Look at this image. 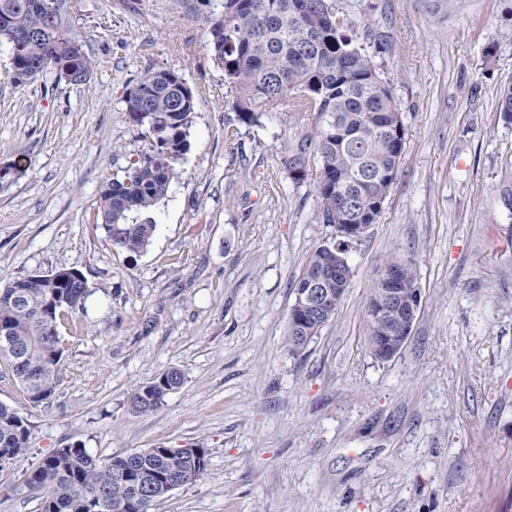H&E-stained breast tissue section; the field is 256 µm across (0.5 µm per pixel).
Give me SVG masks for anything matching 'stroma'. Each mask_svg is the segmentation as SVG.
Here are the masks:
<instances>
[{
	"label": "stroma",
	"mask_w": 512,
	"mask_h": 512,
	"mask_svg": "<svg viewBox=\"0 0 512 512\" xmlns=\"http://www.w3.org/2000/svg\"><path fill=\"white\" fill-rule=\"evenodd\" d=\"M95 59L88 85L47 71L13 84L0 45V286L76 269L83 311L54 397L31 406L0 366V402L28 418V452L0 469V512H41L25 485L79 446L109 458L200 445L208 466L155 512H512V0H339L387 45L404 125L381 216L349 254L335 318L299 355L292 283L336 239L288 151L312 123L287 106L240 124L203 29L175 0H66ZM150 68L194 92L190 147L141 253L97 224L100 189L141 147L124 97ZM413 263L420 310L386 362L364 342L387 260ZM183 385L131 414L129 392L169 369Z\"/></svg>",
	"instance_id": "stroma-1"
}]
</instances>
